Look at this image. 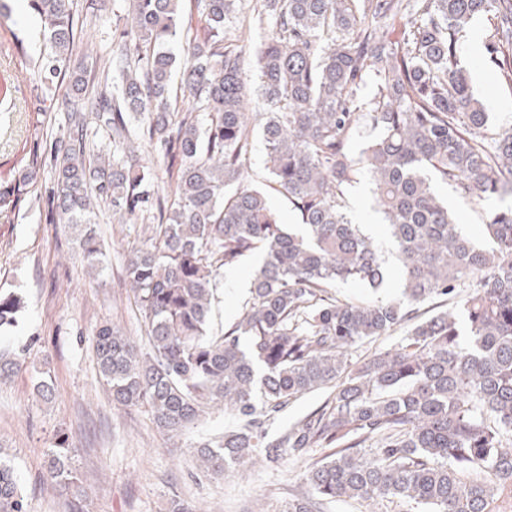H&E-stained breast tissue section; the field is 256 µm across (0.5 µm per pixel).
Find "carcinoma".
<instances>
[{
	"label": "carcinoma",
	"mask_w": 512,
	"mask_h": 512,
	"mask_svg": "<svg viewBox=\"0 0 512 512\" xmlns=\"http://www.w3.org/2000/svg\"><path fill=\"white\" fill-rule=\"evenodd\" d=\"M73 2L31 0L45 42L40 93L68 80L48 204L97 274L105 252L95 209L150 231L125 267L148 346L110 322L93 336L112 403L146 409L174 436L205 406L224 407L238 428L194 444L198 467L215 475L332 449L305 475L310 494L283 512L384 498L429 512L512 505V205L489 214L481 246L434 189L442 181L463 198H512V128L489 132L459 45L483 19L486 50L511 83L512 0H249L233 40L224 27L237 0H192L203 38L182 23L185 0H130L112 56L69 72ZM265 29L255 79L267 109L249 112L242 43ZM365 116L377 133L356 158L350 144ZM92 124L112 137V157L96 148ZM256 136L300 230L279 222L265 190L244 184ZM143 146L164 176L140 162ZM364 176L395 247L404 288L395 299L337 293L348 282L377 291L390 275L380 244L348 211ZM253 253L263 262L245 311L217 328L224 271ZM450 297L455 309L419 314ZM24 308L22 295L0 290V332ZM405 325L403 344L352 362L351 348ZM316 391L327 393L317 409L268 438L265 422ZM48 472L82 512L67 439ZM0 512H27L2 460Z\"/></svg>",
	"instance_id": "cac0c4a2"
}]
</instances>
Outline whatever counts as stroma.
Instances as JSON below:
<instances>
[{
  "mask_svg": "<svg viewBox=\"0 0 512 512\" xmlns=\"http://www.w3.org/2000/svg\"><path fill=\"white\" fill-rule=\"evenodd\" d=\"M0 10V183L18 179L25 161L48 156L52 134L64 122L55 97L36 98L35 61L43 49L41 21L29 0H5ZM128 0H74L82 27L81 45L70 67H91L112 52V31L124 24ZM484 20H475L462 38L461 56L474 94L483 100L493 127L512 126V84L502 81L477 40ZM53 171L22 187L16 207L0 209V289L20 291L26 310L8 341L25 351L11 378L0 381V458L12 464L28 512H71V498L48 477L47 454L67 438L72 462L87 492L88 512H165L179 494L190 512H282L291 496L306 491L303 475L324 455L284 458L278 466H249L221 478L195 464L194 442L236 428L222 407L207 410L190 433L168 438L142 408L113 405L101 385L92 334L109 322L145 342L141 315L124 283V269L140 238L134 224L113 223L101 212L99 225L108 257L105 270L91 275L73 235L49 214L46 197ZM373 186L361 179L350 190L351 211L380 243L388 238L372 209ZM438 194L456 212L463 231L482 242L486 216L497 198L463 199L447 184ZM257 266L248 258L224 274L216 323L231 325L243 313L247 285ZM50 367L52 394L37 386Z\"/></svg>",
  "mask_w": 512,
  "mask_h": 512,
  "instance_id": "stroma-1",
  "label": "stroma"
}]
</instances>
